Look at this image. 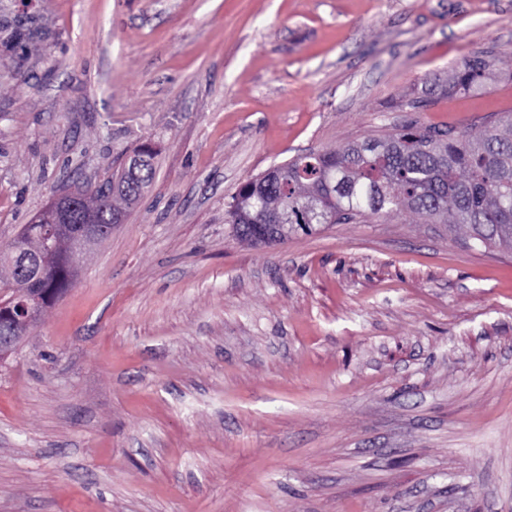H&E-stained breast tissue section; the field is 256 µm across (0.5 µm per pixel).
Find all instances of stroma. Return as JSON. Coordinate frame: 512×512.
<instances>
[{
	"mask_svg": "<svg viewBox=\"0 0 512 512\" xmlns=\"http://www.w3.org/2000/svg\"><path fill=\"white\" fill-rule=\"evenodd\" d=\"M509 53L512 0H0V246L156 169L0 364V512H512V248L224 222L299 152L512 112ZM490 66V61L483 55L465 58L456 65L448 84L441 85L440 90L448 94L482 90L489 79ZM149 158L152 160V162L148 163L143 171L141 172V177L137 180L126 178L125 168L122 169L121 173L117 175L116 177H112L111 179L106 180L105 182H122L124 187L126 188L127 194L131 197L132 206L136 205L138 201L140 200L141 196L143 195L146 188H148L152 182L153 175H154V152L147 150ZM129 207L128 209H130ZM127 209V211H128Z\"/></svg>",
	"mask_w": 512,
	"mask_h": 512,
	"instance_id": "1",
	"label": "stroma"
}]
</instances>
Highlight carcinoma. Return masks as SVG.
<instances>
[{
  "mask_svg": "<svg viewBox=\"0 0 512 512\" xmlns=\"http://www.w3.org/2000/svg\"><path fill=\"white\" fill-rule=\"evenodd\" d=\"M489 76L490 61L474 55L456 65L440 90L476 92ZM154 171L150 162L139 179L122 172L114 180L135 205ZM401 212L426 224H465L480 244L512 248V113L478 134L409 123L383 138L297 154L243 183L228 203L225 223L239 238L266 245L285 237L266 235L264 224L309 233L324 224ZM70 268L67 255L54 254L44 277L28 287L59 298L75 279Z\"/></svg>",
  "mask_w": 512,
  "mask_h": 512,
  "instance_id": "1",
  "label": "carcinoma"
}]
</instances>
